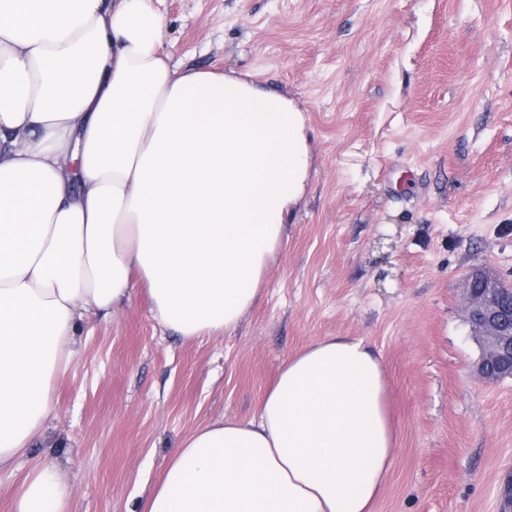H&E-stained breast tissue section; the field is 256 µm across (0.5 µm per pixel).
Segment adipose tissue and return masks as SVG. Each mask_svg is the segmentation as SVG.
Returning <instances> with one entry per match:
<instances>
[{
  "label": "adipose tissue",
  "instance_id": "obj_1",
  "mask_svg": "<svg viewBox=\"0 0 512 512\" xmlns=\"http://www.w3.org/2000/svg\"><path fill=\"white\" fill-rule=\"evenodd\" d=\"M151 0H0V471L41 433L89 317L148 295L192 341L236 330L304 195L288 97L179 72ZM395 455L381 355L327 336L258 413L196 427L137 512H375ZM36 467L14 512H64Z\"/></svg>",
  "mask_w": 512,
  "mask_h": 512
}]
</instances>
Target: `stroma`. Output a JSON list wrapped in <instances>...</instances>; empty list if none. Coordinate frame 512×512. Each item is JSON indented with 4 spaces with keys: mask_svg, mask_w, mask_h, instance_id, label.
<instances>
[{
    "mask_svg": "<svg viewBox=\"0 0 512 512\" xmlns=\"http://www.w3.org/2000/svg\"><path fill=\"white\" fill-rule=\"evenodd\" d=\"M180 69L277 89L312 160L288 239L236 331L193 342L135 290L92 318L12 470L58 467L65 512H133L199 425L256 414L326 336L382 355L396 454L376 512H505L512 378H480L463 279L512 283V0H152Z\"/></svg>",
    "mask_w": 512,
    "mask_h": 512,
    "instance_id": "obj_1",
    "label": "stroma"
}]
</instances>
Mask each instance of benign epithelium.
I'll use <instances>...</instances> for the list:
<instances>
[{"mask_svg":"<svg viewBox=\"0 0 512 512\" xmlns=\"http://www.w3.org/2000/svg\"><path fill=\"white\" fill-rule=\"evenodd\" d=\"M501 279L482 270L466 276L464 293L472 333L481 344L476 373L488 379L512 377V302Z\"/></svg>","mask_w":512,"mask_h":512,"instance_id":"7a95c632","label":"benign epithelium"}]
</instances>
